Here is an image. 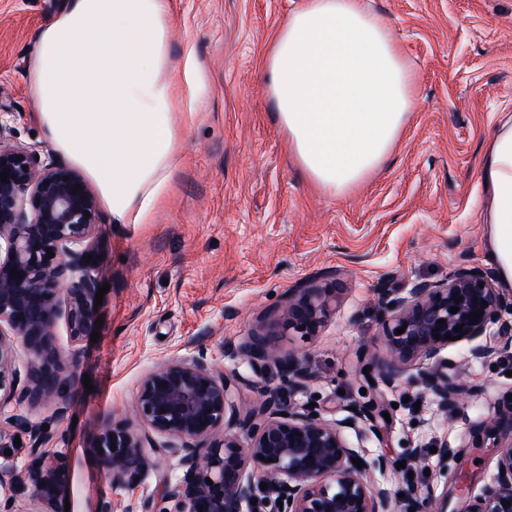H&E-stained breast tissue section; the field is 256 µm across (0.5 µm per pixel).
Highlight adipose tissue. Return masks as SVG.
Returning a JSON list of instances; mask_svg holds the SVG:
<instances>
[{"label":"adipose tissue","mask_w":512,"mask_h":512,"mask_svg":"<svg viewBox=\"0 0 512 512\" xmlns=\"http://www.w3.org/2000/svg\"><path fill=\"white\" fill-rule=\"evenodd\" d=\"M169 0H63L36 37L30 88L47 139L94 183L116 224L167 198L182 98ZM269 90L305 174L342 197L379 169L416 103L411 71L363 0H304L267 58ZM479 180L489 256L512 288V113L491 129Z\"/></svg>","instance_id":"ef3b65f1"}]
</instances>
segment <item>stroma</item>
<instances>
[{"mask_svg": "<svg viewBox=\"0 0 512 512\" xmlns=\"http://www.w3.org/2000/svg\"><path fill=\"white\" fill-rule=\"evenodd\" d=\"M302 0H171V41L185 120L183 157L173 190L152 223H113L102 213L93 237L94 274L110 290L96 309L98 342L72 345L66 323L54 344L75 356L90 385H76L68 416L10 402L0 419L47 427L67 468L69 512H125L159 500L187 465L160 452L136 488L112 484L96 442L106 420L130 417L142 377L163 357L203 355L216 373L239 370L228 345L268 331L289 289L323 285L331 269L342 288L318 335L282 342L307 377V392L326 419L372 400L390 415L364 445L400 462L395 493L418 489L433 503L463 512L459 472L476 474L479 495L496 473L498 442L473 445L471 430L512 400V351L484 362L468 347L444 350L461 383L476 387L461 417L440 416L409 384L365 389L361 372L387 358L378 336L384 290L442 282L459 264L488 268L489 227L482 222L478 172L484 140L498 113H512V0H364L389 29L414 73L417 104L386 161L337 197L300 168L269 95L266 58L289 13ZM62 0H0V103L15 144L57 160L29 89L37 29ZM448 444L454 457L436 454ZM426 448L424 464L409 448Z\"/></svg>", "mask_w": 512, "mask_h": 512, "instance_id": "stroma-1", "label": "stroma"}]
</instances>
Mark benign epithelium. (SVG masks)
I'll list each match as a JSON object with an SVG mask.
<instances>
[{
    "instance_id": "7a95c632",
    "label": "benign epithelium",
    "mask_w": 512,
    "mask_h": 512,
    "mask_svg": "<svg viewBox=\"0 0 512 512\" xmlns=\"http://www.w3.org/2000/svg\"><path fill=\"white\" fill-rule=\"evenodd\" d=\"M9 132L0 124V174L8 176V183L0 182V404L53 403L62 416L76 377L66 372L54 336L62 318L74 344L95 323L98 282L92 263L85 261L89 248L78 245L93 238L100 204L79 171L41 163L35 151L12 144ZM13 268L20 275H10ZM339 291L336 286L289 290L274 330L228 347L255 374L277 381L243 415L234 401L241 376L218 374L198 357L156 362L139 384L134 418L109 421L98 436L99 457L112 483H136L159 453L157 435L179 441L177 450L188 465L181 481L165 486L166 507L159 512H422L413 494L399 500L393 493L388 477L396 470L394 460L350 442L352 434L361 441L376 433L370 408L352 403L342 417L327 420L310 402H291L307 385L297 356L281 354L279 339L316 335L335 309ZM382 300L386 317L379 337L389 357L369 367L371 379L393 387L415 368L411 382L446 417L457 415L472 391L448 374L442 352L466 342L471 359L487 360L512 348V321L504 318L512 313V298H505L491 273L480 267L460 264L442 283L386 290ZM453 307L458 312H451ZM477 310L481 314L473 322ZM459 325L462 330H454ZM494 326L492 345L483 337ZM402 327L404 333L397 334ZM19 347L29 356L24 374L16 366ZM228 422L246 430L248 441L225 432ZM5 425L29 435L32 458L21 474L0 469V512H16L14 494L21 487L52 507L65 470L42 449L45 433L19 416ZM503 432L512 433V407L475 429L473 441L495 440ZM354 458L362 466L352 463ZM497 466L504 472H496L465 512H512V442L502 446Z\"/></svg>"
}]
</instances>
